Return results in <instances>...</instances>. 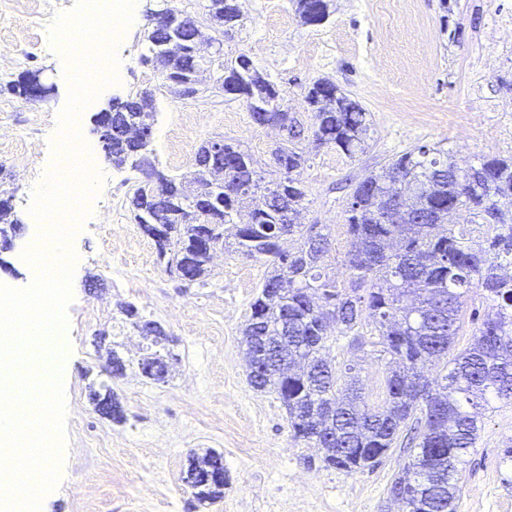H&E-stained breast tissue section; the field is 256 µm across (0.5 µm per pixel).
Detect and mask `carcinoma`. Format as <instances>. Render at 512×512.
Here are the masks:
<instances>
[{"instance_id":"1","label":"carcinoma","mask_w":512,"mask_h":512,"mask_svg":"<svg viewBox=\"0 0 512 512\" xmlns=\"http://www.w3.org/2000/svg\"><path fill=\"white\" fill-rule=\"evenodd\" d=\"M303 23L320 25L329 17V0H292ZM202 20L175 7L162 14L166 33L150 28L147 41L165 84L175 98L205 92L196 81L204 70L219 72L215 88L245 99L255 124L275 127L286 142L272 151L278 177L268 180L252 156L224 139L201 143L195 170L188 176L144 179L131 198L134 220L156 245L166 270L190 285L208 275L214 252L230 246L247 257H264L269 271L242 329L251 354L249 382L257 391L274 390L296 440L324 449V467L356 473L374 468L412 419L423 423L417 452L389 487L408 512H454L460 491L459 465L474 447L482 412L494 402L512 401V158H482L466 169H448V154L418 146L371 173L352 188L346 210L351 284L338 288L324 273L328 235L315 224H286L285 207L303 208L306 192L299 179L306 162L293 145L304 128L283 108L278 85L245 54L226 60L201 57L199 43H222L224 26L241 21L236 0H205ZM313 112V139L352 157L362 149L370 124L367 112L329 79L312 82L305 96ZM153 97L148 91L112 105L97 125L106 157L117 166L142 170L150 161L149 142L123 141L122 128L150 127ZM442 174V186L420 192L407 219L392 217L387 196L399 175L424 187ZM11 197L0 196V247L12 241L19 224L10 219ZM492 228L486 245H475L466 230L448 223V215ZM296 242L288 248L285 243ZM494 302L469 346L453 353L459 313L471 288ZM121 313L151 338L156 350L136 361L140 374L153 381L168 375L164 354L174 342L164 327L145 320L126 304ZM370 318L391 374L382 406L369 405L358 379L339 383L328 360L331 330L347 334ZM114 342L106 349L109 378L126 375V360ZM298 361L284 375L276 367ZM112 399V420H125L111 385L99 382L91 399ZM186 482L194 497L224 496V460L213 450L193 455Z\"/></svg>"}]
</instances>
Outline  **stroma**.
<instances>
[{
    "label": "stroma",
    "mask_w": 512,
    "mask_h": 512,
    "mask_svg": "<svg viewBox=\"0 0 512 512\" xmlns=\"http://www.w3.org/2000/svg\"><path fill=\"white\" fill-rule=\"evenodd\" d=\"M271 10L238 5L241 23L226 30L223 53L246 54L279 85L284 104L311 126L305 101L316 79L335 82L369 114L362 151L346 156L305 138L300 179L306 190L300 221L323 225L329 236L326 272L348 285L350 237L346 209L353 184L392 158L425 145L447 150L460 168L483 157H512V0H332L323 24L306 25L292 0ZM138 25L114 45L120 79L100 86L78 126L98 143L94 116L113 100L144 91L154 100L150 157L158 170L193 171L199 145L221 137L240 145L266 178L277 175L272 151L283 134L252 121L243 100L219 92L174 98L146 63L149 15L170 4L198 16V0H139ZM41 0H0V192L11 195L21 224L11 249L0 252V285L31 283L22 253L39 235L31 190L53 168L61 150L59 115L67 102V76L49 33L34 34L29 18ZM44 48L24 66L10 68L33 36ZM36 78L42 97L16 90ZM130 165L104 161L100 187L84 203L73 235L71 337L64 376V460L45 512H402L389 487L411 459L394 444L373 470L349 474L323 468L318 449L295 441L277 394L254 390L241 345L250 305L267 274L262 259L234 251L215 253L204 284L184 287L160 262L153 241L130 210ZM131 304L175 337L167 382L127 372L114 380L123 423L100 415L89 387L98 379L99 335L114 337L121 305ZM337 370L355 365L368 403L385 398L388 357L370 321L329 342ZM512 402L486 411L475 448L460 474L454 512H512ZM224 455V496L195 503L184 477L192 453Z\"/></svg>",
    "instance_id": "1"
}]
</instances>
